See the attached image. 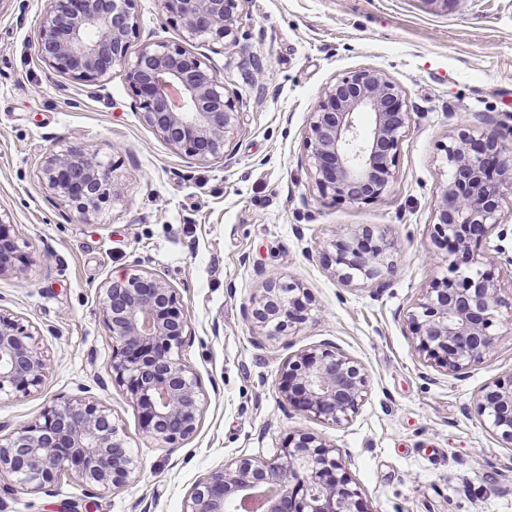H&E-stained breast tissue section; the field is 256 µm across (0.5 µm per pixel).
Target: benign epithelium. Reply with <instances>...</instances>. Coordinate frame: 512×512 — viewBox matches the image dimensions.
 <instances>
[{"mask_svg":"<svg viewBox=\"0 0 512 512\" xmlns=\"http://www.w3.org/2000/svg\"><path fill=\"white\" fill-rule=\"evenodd\" d=\"M136 0H48L39 31L40 57L56 72L86 84L106 81L116 67L138 100L144 121L178 151L201 162L224 158L237 110L224 82L180 46L146 43L135 59L128 50L138 28ZM246 0H161L169 22L191 39L237 42ZM372 115L368 132L357 114ZM409 123L401 88L385 74L359 70L327 85L309 116L305 147L321 196L333 202L373 203L393 179V160ZM447 179L439 184L432 238L446 250L448 277L429 288L408 313L417 350L454 375L482 365L494 349L502 310L512 311L490 265L471 241L500 224L505 193L512 192V146L495 134L461 129L445 145ZM42 179L54 197L82 219L120 195L113 166L98 150L74 144L51 151ZM332 274L343 282L388 285L395 244L368 225L328 242ZM32 263L0 219V276L24 281ZM311 299L298 283L269 273L245 317L270 338L286 336L307 319ZM104 321L112 333V380L141 413L152 439L174 445L197 430L203 393L195 374L174 357L185 342L187 319L176 291L141 271L103 289ZM16 321L0 315V395L27 394L41 385L48 364ZM366 368L324 344L297 353L280 370L283 402L339 425L356 414L367 395ZM477 411L501 441L512 445V377L487 386ZM138 462L110 414L95 400L74 399L46 408L0 443V472L33 489L74 475L94 489L125 485ZM183 512H369L341 451L321 437L296 430L270 458H245L199 481Z\"/></svg>","mask_w":512,"mask_h":512,"instance_id":"1","label":"benign epithelium"}]
</instances>
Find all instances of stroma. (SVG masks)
<instances>
[{"label": "stroma", "mask_w": 512, "mask_h": 512, "mask_svg": "<svg viewBox=\"0 0 512 512\" xmlns=\"http://www.w3.org/2000/svg\"><path fill=\"white\" fill-rule=\"evenodd\" d=\"M45 8L0 0V217L32 258L25 281L0 277V311L48 361L40 387L0 396V440L55 402L94 399L139 467L124 487L95 493L72 477L44 491L0 473V512H181L210 471L272 458L296 430L341 450L370 512H512V447L475 408L483 388L512 377V313L502 312L485 363L461 376L426 362L407 323L447 273L430 235L441 144L465 125L512 131V0H246L239 41L223 46L188 39L160 0H136L130 53L184 45L236 102L235 133L211 162L142 120L122 70L99 88L54 72L38 51ZM362 68L402 88L410 123L382 198L336 204L306 158L308 116L326 84ZM76 142L98 148L122 189L87 221L39 173L46 153ZM362 225L396 245L388 287L342 282L324 265L335 231ZM136 269L175 289L188 320L178 357L204 394L197 432L174 449L146 436L112 380L102 290ZM265 271L313 298L307 320L278 339L244 316ZM326 343L369 374L362 406L340 425L285 407L277 389L289 356Z\"/></svg>", "instance_id": "obj_1"}]
</instances>
